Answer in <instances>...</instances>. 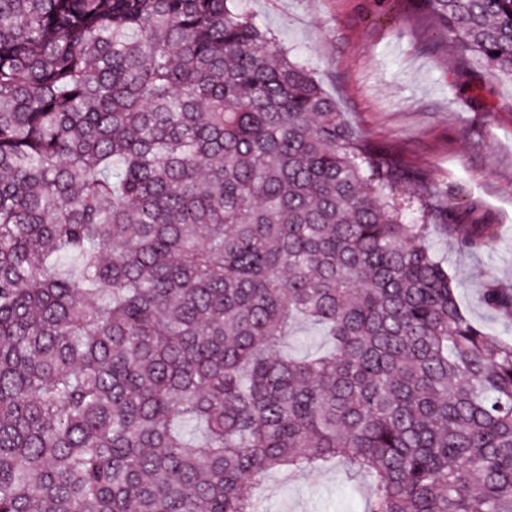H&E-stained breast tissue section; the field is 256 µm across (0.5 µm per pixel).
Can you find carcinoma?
<instances>
[{"label": "carcinoma", "instance_id": "1", "mask_svg": "<svg viewBox=\"0 0 512 512\" xmlns=\"http://www.w3.org/2000/svg\"><path fill=\"white\" fill-rule=\"evenodd\" d=\"M235 2L0 0V512H259L336 461L364 512H512V336L426 245L495 225L403 222L427 175ZM419 3L512 79V0Z\"/></svg>", "mask_w": 512, "mask_h": 512}]
</instances>
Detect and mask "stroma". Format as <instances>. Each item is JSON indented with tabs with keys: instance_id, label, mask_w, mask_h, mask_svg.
I'll return each mask as SVG.
<instances>
[{
	"instance_id": "stroma-1",
	"label": "stroma",
	"mask_w": 512,
	"mask_h": 512,
	"mask_svg": "<svg viewBox=\"0 0 512 512\" xmlns=\"http://www.w3.org/2000/svg\"><path fill=\"white\" fill-rule=\"evenodd\" d=\"M290 57L304 63L347 123L406 165L449 205L499 229L497 244L459 251L442 228L428 239L455 281L465 314L494 335L512 327L484 306L492 284H512V81H486L415 0H240ZM257 493L264 512H362L341 464L273 473Z\"/></svg>"
}]
</instances>
